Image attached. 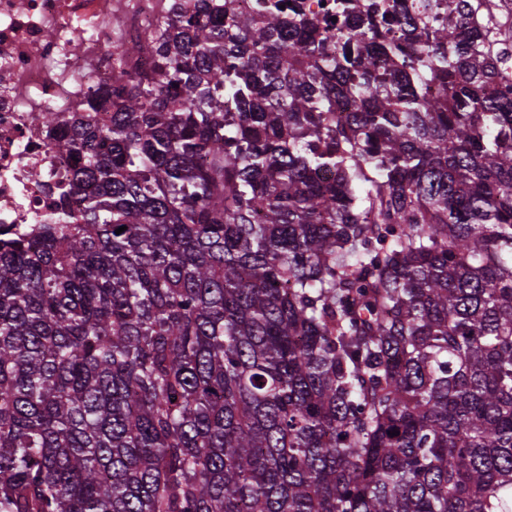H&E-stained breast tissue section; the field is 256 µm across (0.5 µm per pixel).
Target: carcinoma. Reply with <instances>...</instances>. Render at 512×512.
<instances>
[{
  "label": "carcinoma",
  "instance_id": "obj_1",
  "mask_svg": "<svg viewBox=\"0 0 512 512\" xmlns=\"http://www.w3.org/2000/svg\"><path fill=\"white\" fill-rule=\"evenodd\" d=\"M504 3L171 0L43 112L70 175L0 227V512H512Z\"/></svg>",
  "mask_w": 512,
  "mask_h": 512
}]
</instances>
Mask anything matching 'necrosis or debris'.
<instances>
[{"label": "necrosis or debris", "mask_w": 512, "mask_h": 512, "mask_svg": "<svg viewBox=\"0 0 512 512\" xmlns=\"http://www.w3.org/2000/svg\"><path fill=\"white\" fill-rule=\"evenodd\" d=\"M168 0H0V224L53 211L45 185L65 163L40 111L81 112L112 53L165 13Z\"/></svg>", "instance_id": "obj_1"}]
</instances>
